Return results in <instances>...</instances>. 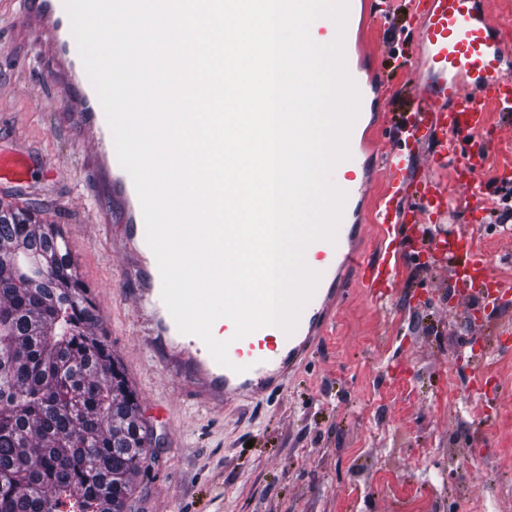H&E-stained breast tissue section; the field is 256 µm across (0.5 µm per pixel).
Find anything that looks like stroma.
I'll use <instances>...</instances> for the list:
<instances>
[{"label": "stroma", "mask_w": 512, "mask_h": 512, "mask_svg": "<svg viewBox=\"0 0 512 512\" xmlns=\"http://www.w3.org/2000/svg\"><path fill=\"white\" fill-rule=\"evenodd\" d=\"M418 0H389L387 16L367 14L370 70H381L373 107L367 194L377 198L390 150L385 128L417 84ZM19 0H0V149L27 155L24 185L0 186V202L37 210L73 239L77 275L98 291L100 326L135 391L152 434L153 459L138 479L132 512H512V304L474 319L470 300L449 299L447 266L399 269L381 303L360 292L336 305L322 336L284 385L224 412L199 408L166 348L146 345L131 298L137 280L113 230L92 211L112 209L107 177L90 180V151L67 118L66 92L21 34ZM492 152L484 173L487 207L512 170V121L491 112ZM478 233L498 276L512 279V230ZM481 357L498 385V412L475 439L463 409L471 395L464 357ZM456 460H449V450Z\"/></svg>", "instance_id": "stroma-1"}]
</instances>
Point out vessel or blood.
<instances>
[{"mask_svg": "<svg viewBox=\"0 0 512 512\" xmlns=\"http://www.w3.org/2000/svg\"><path fill=\"white\" fill-rule=\"evenodd\" d=\"M487 3L418 0L417 54L424 73L414 105L400 113L390 129L397 147L385 158L387 183L374 214L388 245L380 259L363 263L350 249L363 230L368 158L356 142H349L348 158L331 175L346 195L337 236L332 242L313 241L304 252L307 267L318 273L319 280L294 331L264 326L237 340L233 322L224 323V336L231 341L229 357L245 367L237 374L218 365L198 337L181 334L161 300V278L146 244L135 187L116 162L113 137L79 55L64 0H22L26 32L34 34L55 61L48 73L51 82L67 89L68 110L86 134L90 150L100 164L112 167V196L120 201L124 215L123 253L143 272L133 296L135 311L152 321L157 337L187 358L202 402L220 410L226 402L255 401L280 387L325 330L330 304L346 294L339 278L343 265L360 266L358 283L376 302L391 296L400 264L410 260L434 265L451 261L449 297L472 298L493 309L512 297V283L493 273L477 235L450 229L426 239L427 217L446 214L450 199L438 178L415 181L414 163L403 151L406 145L429 141L436 167L452 166L456 184L467 189L464 203L471 223H487L479 195V178L491 147L485 135L487 112L492 106L512 112V51L497 38V21ZM30 175L24 154L0 152V179L19 182Z\"/></svg>", "mask_w": 512, "mask_h": 512, "instance_id": "obj_1", "label": "vessel or blood"}]
</instances>
